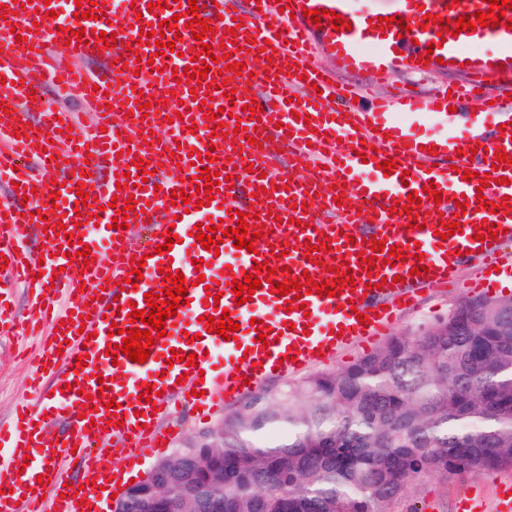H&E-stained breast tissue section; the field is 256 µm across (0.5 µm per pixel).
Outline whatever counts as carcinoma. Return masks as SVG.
I'll use <instances>...</instances> for the list:
<instances>
[{
  "label": "carcinoma",
  "mask_w": 512,
  "mask_h": 512,
  "mask_svg": "<svg viewBox=\"0 0 512 512\" xmlns=\"http://www.w3.org/2000/svg\"><path fill=\"white\" fill-rule=\"evenodd\" d=\"M174 466L192 478L162 512H386L422 468L512 470V298L463 300L446 323L254 400L224 418V447L178 448L155 468ZM152 496L138 484L125 500Z\"/></svg>",
  "instance_id": "obj_1"
}]
</instances>
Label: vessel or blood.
Here are the masks:
<instances>
[{"label":"vessel or blood","mask_w":512,"mask_h":512,"mask_svg":"<svg viewBox=\"0 0 512 512\" xmlns=\"http://www.w3.org/2000/svg\"><path fill=\"white\" fill-rule=\"evenodd\" d=\"M149 0H0V15L9 17L15 35L0 37V184L9 198L0 202V254L9 261L0 272V284L24 283L44 307L40 317L51 329L42 336L34 359L32 388L41 400L8 427L0 426V447L9 449L0 460V512H90L89 501L99 485L108 484L114 469L104 467L101 441L113 440L128 452V460L142 459L163 448L173 433L164 428L171 408L200 410L210 416L257 390L271 379H284L385 335L394 319L415 308L424 288L458 284L467 258L483 266L481 286H491L499 274L512 278V262L504 263L503 240L512 239V30L505 24L476 27L455 36L439 38L436 25H423L425 15L457 21L488 10L487 0H391L378 8L375 0H290L281 11L278 0H175L172 9L152 14ZM214 29L212 47H224L225 58L212 64L205 79L189 84L175 82L174 72L191 61L196 41L186 23L193 15ZM69 13L83 10L89 19L69 21L70 29L85 28L114 33L113 46L104 41H60L59 7ZM328 10L348 20L349 29L315 25L304 10ZM180 14L176 31L165 32L164 42L174 51L153 55L141 40L140 29L155 20ZM404 19V26L383 28L382 18ZM490 44L485 53L471 45ZM105 59V70L92 73L81 62L87 57ZM333 68H325L322 58ZM245 64L244 73L232 71ZM370 73L387 80L393 71L417 77L454 70L462 84L438 87L429 95L397 90L378 98L368 91L335 80L337 71ZM49 73L57 97H70L90 105L99 115V129L88 134L68 133L73 118L61 107L43 108L37 127H30L27 110L39 91L37 76ZM234 89L225 98L219 84ZM478 99L491 136L477 135L468 127H454L447 137L426 140L412 134L414 124L448 116L450 109L465 111ZM220 110L218 120L205 118L203 100ZM258 102L259 120L245 119L243 107ZM148 111H140L139 103ZM121 121H113V113ZM224 133L214 136L216 123ZM165 127L166 137L154 142L150 132ZM475 149V157L464 152ZM302 158L309 174L297 176L281 163V150ZM508 161L498 164L499 152ZM209 158V165L189 163V154ZM163 163L158 173L135 168V157ZM72 161L78 176L56 187L59 169ZM394 165L383 173L381 162ZM224 175L210 204H201L195 186L202 168ZM489 174V186L464 180V172ZM507 184H500V177ZM97 185V201L83 202L76 191L88 182ZM436 184L443 196L435 203L422 189ZM185 191L189 204H172V192ZM421 193L427 212L424 229L411 228L405 207L409 192ZM256 194L255 204L245 197ZM135 199L137 223L147 235L131 242L126 229L112 226L122 217L127 199ZM470 203L459 213L458 200ZM229 208H221V201ZM498 204L496 212L481 208V201ZM256 209L267 237L259 238L255 252L238 249L225 239L218 251L202 248L192 235L195 225L236 227L232 211ZM303 226H296V219ZM368 221L366 232L354 233V224ZM457 220L461 230L441 239L435 234L441 221ZM493 227L494 236L477 241V228ZM43 231L47 257L30 261L25 241L32 228ZM179 240L169 253H156L166 243L167 230ZM80 236L93 257L82 276L69 269L77 246L67 234ZM329 239L330 247L319 244ZM385 241L405 254V261L388 265L383 254L372 253L370 242ZM314 252H307V245ZM427 271L414 275L416 255ZM144 257L143 278L129 284L130 257ZM374 267H367L366 257ZM204 267H195V260ZM180 271L190 288L186 304L165 321L166 335L157 339L144 362L106 357L107 348L121 343V329L130 328L133 309H145V295L169 289L159 274L160 263ZM277 269L278 280L309 273L313 281L332 282L335 273H353L356 286L329 297L302 294L305 311H291L286 297L262 286L251 301L238 303L234 279L252 272L254 264ZM204 285H197V278ZM226 308L239 323L236 338L226 340L209 331L203 315ZM366 322H359V315ZM85 317L84 332L62 330V323ZM266 324L268 347H260L258 324ZM119 325L110 334L111 325ZM181 362L171 363L172 354ZM196 354L197 366L184 362ZM88 355L87 366L76 359ZM107 388H100L99 378ZM78 390H68V383ZM158 395L142 399L146 386ZM200 396H192L193 388ZM116 402L118 410L107 409ZM61 423L49 435V422ZM87 469L96 484L79 486L71 474L57 467V455ZM27 460L25 469L17 461ZM51 494L52 507L42 498ZM466 512H512V483L498 484L492 501L471 499Z\"/></svg>","instance_id":"obj_1"}]
</instances>
